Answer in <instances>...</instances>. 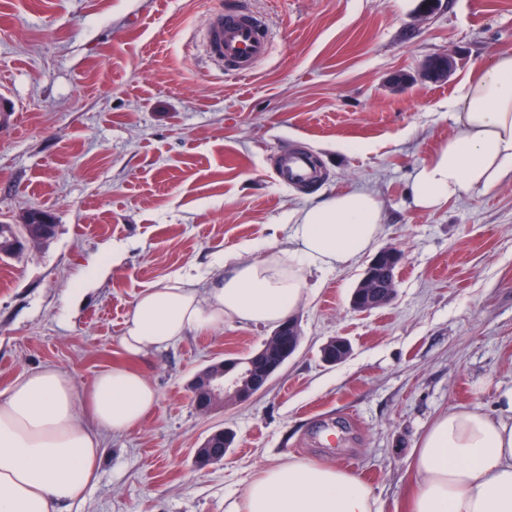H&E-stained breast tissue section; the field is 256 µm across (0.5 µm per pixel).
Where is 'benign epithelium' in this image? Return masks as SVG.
I'll return each instance as SVG.
<instances>
[{
	"mask_svg": "<svg viewBox=\"0 0 512 512\" xmlns=\"http://www.w3.org/2000/svg\"><path fill=\"white\" fill-rule=\"evenodd\" d=\"M455 67L453 57H439L429 60L422 76L430 82L448 78ZM33 224L36 231L27 236L25 243L32 245L50 232L52 217L33 210L23 219ZM402 262V254L394 248L380 250L369 262L364 276L351 296V307L366 312L384 307L394 298L391 271ZM301 343V332L297 320L285 319L263 343L262 347L243 359L227 358L213 361L198 370L188 383L196 410L210 414L230 400L245 403L262 393L269 381L288 362ZM351 345L342 336L330 338L321 347V360L328 366L346 360ZM235 441V434L229 429H217L210 433L195 449V463L199 467L218 464Z\"/></svg>",
	"mask_w": 512,
	"mask_h": 512,
	"instance_id": "1",
	"label": "benign epithelium"
}]
</instances>
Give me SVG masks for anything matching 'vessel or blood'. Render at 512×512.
<instances>
[{"label":"vessel or blood","instance_id":"b4317fda","mask_svg":"<svg viewBox=\"0 0 512 512\" xmlns=\"http://www.w3.org/2000/svg\"><path fill=\"white\" fill-rule=\"evenodd\" d=\"M269 25L251 11H235L216 15L205 32L208 55L219 63L230 64L242 76L253 73L255 65L269 52ZM309 162L301 155L282 159L279 173L284 180L308 179Z\"/></svg>","mask_w":512,"mask_h":512}]
</instances>
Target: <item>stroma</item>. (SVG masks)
I'll list each match as a JSON object with an SVG mask.
<instances>
[{
    "mask_svg": "<svg viewBox=\"0 0 512 512\" xmlns=\"http://www.w3.org/2000/svg\"><path fill=\"white\" fill-rule=\"evenodd\" d=\"M232 9L272 29L247 77L204 48L213 15ZM504 54L512 0H0V88L24 107L0 128V224L32 208L56 224L0 257V393L47 366L86 386L130 363L158 394L139 425L105 433L68 512H232L261 469L293 460L352 468L380 512H405L434 419L494 412L512 388V174L436 210L412 203L414 174L455 132L462 84ZM448 55L446 81L422 80ZM294 153L315 161V181L280 179ZM352 190L381 203L378 248L404 256L395 297L351 308L366 255L304 267L301 345L260 395L203 415L187 383L258 350L267 326L228 319L131 362L118 349L141 290L186 272L213 287L225 254L287 248L291 214ZM334 336L352 353L329 367L320 347ZM221 428L233 447L198 468L195 448Z\"/></svg>",
    "mask_w": 512,
    "mask_h": 512,
    "instance_id": "1",
    "label": "stroma"
}]
</instances>
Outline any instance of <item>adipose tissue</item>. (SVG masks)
<instances>
[{"instance_id": "ef3b65f1", "label": "adipose tissue", "mask_w": 512, "mask_h": 512, "mask_svg": "<svg viewBox=\"0 0 512 512\" xmlns=\"http://www.w3.org/2000/svg\"><path fill=\"white\" fill-rule=\"evenodd\" d=\"M455 133L417 172L413 204L433 210L512 173V55L493 58L465 81L454 104ZM382 232L378 200L346 191L298 211L294 248L252 257L242 246L218 284L199 292L196 276L143 289L118 338L131 359L233 319L278 325L308 292L299 268L333 270L370 252ZM158 401L141 371L116 365L85 387L45 367L0 394V512H60L81 500L104 455L102 434L140 424ZM409 512H512V390L489 414L458 407L440 415L414 452ZM234 512H377L360 475L303 460L262 469Z\"/></svg>"}]
</instances>
